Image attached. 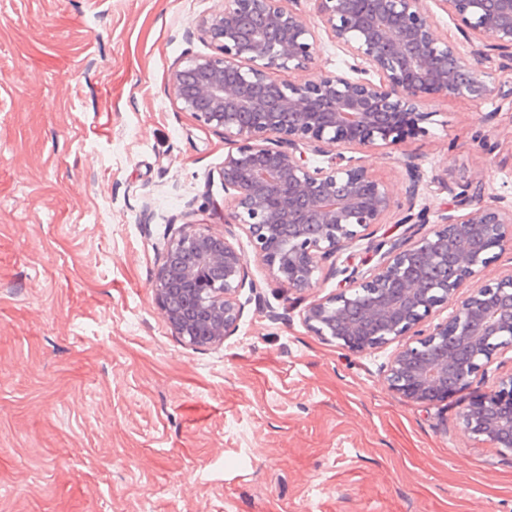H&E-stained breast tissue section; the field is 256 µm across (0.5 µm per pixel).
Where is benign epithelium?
<instances>
[{"label": "benign epithelium", "mask_w": 512, "mask_h": 512, "mask_svg": "<svg viewBox=\"0 0 512 512\" xmlns=\"http://www.w3.org/2000/svg\"><path fill=\"white\" fill-rule=\"evenodd\" d=\"M295 2L224 0L196 27L213 53L174 67L169 94L235 146L221 173L225 201L269 277L307 292L327 263L343 276L334 293L305 307L307 329L356 354L407 338L383 365L388 389L406 402H444L512 347V273L460 293L493 261V249L512 247V202L491 196L473 212L441 216L423 234L430 209L415 208L422 176L410 165L408 206L398 219L404 234L371 241L367 260L339 269L337 254L400 208L345 150L426 132L430 95L492 96L495 78L476 59L512 50V0H438L460 21L461 42L436 34L427 0H311L347 60L300 82L289 74L308 69L319 46ZM192 216L164 234L154 290L174 335L197 349L237 331L240 295L257 285L245 255ZM504 408L512 409V372L469 400L462 433L512 455Z\"/></svg>", "instance_id": "1"}]
</instances>
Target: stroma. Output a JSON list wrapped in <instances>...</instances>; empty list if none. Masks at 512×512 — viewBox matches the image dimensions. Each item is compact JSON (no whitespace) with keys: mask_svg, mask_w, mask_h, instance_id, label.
Wrapping results in <instances>:
<instances>
[{"mask_svg":"<svg viewBox=\"0 0 512 512\" xmlns=\"http://www.w3.org/2000/svg\"><path fill=\"white\" fill-rule=\"evenodd\" d=\"M223 0H0V512H512V459L465 437L469 391L425 405L387 388L384 347L352 354L302 323L313 294L270 282L230 229V149L168 93L185 39ZM503 95L429 96L428 132L356 151L431 220L450 186L512 201V55ZM150 204L151 223L140 220ZM190 210L259 286L238 330L194 349L155 302L157 245Z\"/></svg>","mask_w":512,"mask_h":512,"instance_id":"obj_1","label":"stroma"}]
</instances>
